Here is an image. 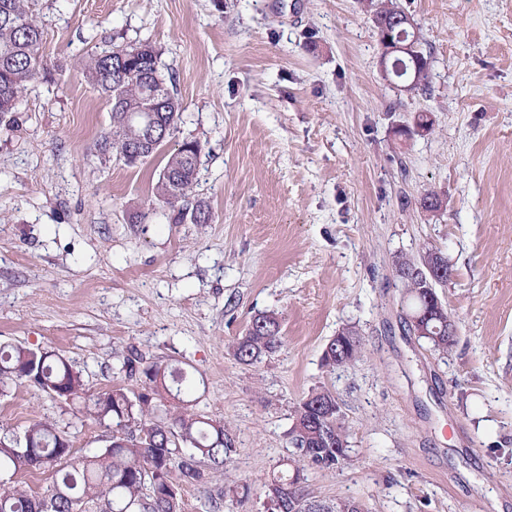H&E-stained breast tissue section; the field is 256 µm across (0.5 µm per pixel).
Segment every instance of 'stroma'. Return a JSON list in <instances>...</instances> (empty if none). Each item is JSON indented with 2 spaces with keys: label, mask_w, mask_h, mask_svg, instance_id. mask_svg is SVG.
Segmentation results:
<instances>
[{
  "label": "stroma",
  "mask_w": 512,
  "mask_h": 512,
  "mask_svg": "<svg viewBox=\"0 0 512 512\" xmlns=\"http://www.w3.org/2000/svg\"><path fill=\"white\" fill-rule=\"evenodd\" d=\"M397 2L430 59L423 94L383 78L365 0H37L42 53L65 68L0 122V344L57 352L95 393L138 391L120 370L131 348L202 375L196 409L238 451L220 480L182 486L183 512L217 493L220 512H265L316 387L341 405L351 461L308 469L314 496L512 512V0ZM144 40L183 106L164 152L201 143L211 223H132L162 155L130 168L94 148L110 114L80 58ZM417 112L429 131L401 135ZM429 192L440 209L421 207ZM429 250L453 267L437 290L458 328L445 352L409 329L396 271ZM262 312L281 344L238 364ZM345 328L360 354L325 366ZM45 419L76 454L106 445L56 397H0V429Z\"/></svg>",
  "instance_id": "obj_1"
}]
</instances>
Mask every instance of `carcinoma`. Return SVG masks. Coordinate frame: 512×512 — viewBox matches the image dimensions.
I'll list each match as a JSON object with an SVG mask.
<instances>
[{
	"label": "carcinoma",
	"instance_id": "obj_1",
	"mask_svg": "<svg viewBox=\"0 0 512 512\" xmlns=\"http://www.w3.org/2000/svg\"><path fill=\"white\" fill-rule=\"evenodd\" d=\"M36 0H0V114L16 111L28 85L36 80L53 83L63 70L42 54L43 31L37 19ZM142 60L128 62L124 48L91 54L81 59L86 76L109 106L110 126L100 135L96 149L112 155L128 167L143 159L132 152L139 137L126 119L139 101L155 92L165 99L157 108L161 131L170 138L182 115L171 77L158 60L160 51L148 42ZM202 146L185 141L166 155L158 175L155 196L168 210L166 218L208 224L211 211L202 200L190 201L197 179ZM429 342L448 351L455 342L446 338L434 320L425 323ZM327 343L324 356L336 357V342ZM280 345V323L273 314L253 317L246 333L233 346L235 359L251 365ZM361 348H351L338 363L354 360ZM121 369L140 382L142 392L133 396L123 388L93 394L81 371L64 356L41 347L0 346V396L22 384L45 393L59 389L65 402L82 403L84 413L100 424H112V440L91 456L77 457L71 433L57 423L39 420L21 433L0 435V512H182L179 485L207 482L224 475V466L237 453L235 440L221 421L195 410L193 374L180 367L149 361L132 352ZM336 397L326 389H314L293 410L289 431L292 453L283 469L272 474L267 495L268 512H348L354 499L322 500L305 483L306 468L331 469L350 462L336 459V449L324 446L347 442L343 416L333 412ZM51 471V481L38 491L23 485L19 477L37 470Z\"/></svg>",
	"mask_w": 512,
	"mask_h": 512
}]
</instances>
